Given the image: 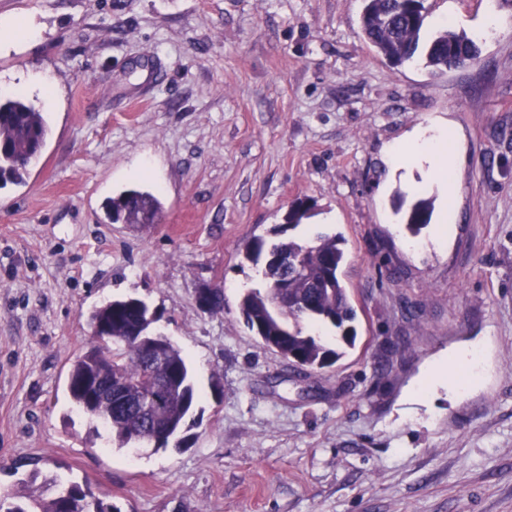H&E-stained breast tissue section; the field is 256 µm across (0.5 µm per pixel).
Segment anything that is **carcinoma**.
Wrapping results in <instances>:
<instances>
[{"label": "carcinoma", "instance_id": "carcinoma-1", "mask_svg": "<svg viewBox=\"0 0 512 512\" xmlns=\"http://www.w3.org/2000/svg\"><path fill=\"white\" fill-rule=\"evenodd\" d=\"M360 18L364 39L393 65L424 56L426 65L439 72L478 62L475 41L450 28L422 39L428 16L424 0H363ZM48 133V122L39 109L20 95L0 96V188L23 184L32 163L40 155ZM113 224L147 228L156 223L160 203L148 191L126 190L106 203ZM314 203L295 202L286 216L288 227L295 228L309 218ZM433 204L416 202L405 221L410 229L431 221ZM338 235H318L311 242L295 240L270 244L254 237L245 246L246 258L257 264L269 252L282 247L298 262L288 268L268 267L261 275L288 278V302L273 309L265 288H251L241 298L239 308L249 328L258 321L265 327V344L288 365L326 368L336 363L341 352L325 346L320 337L307 332L303 323L330 325L341 331L340 341L352 346L356 334L347 326L355 318L349 289L340 278L345 260ZM91 342L71 366L67 391L78 406L87 402L84 382L112 380L117 384L133 380L126 388L134 402L153 392L156 380L169 376V389L156 413L144 416L117 402L99 403L96 408L111 418L106 428L118 447L131 444L136 433L150 434L182 428L194 403L192 376L186 356L170 339L163 343L164 362L153 366L141 338L154 332L153 321L144 303L135 299H114L97 307L90 315ZM57 485L55 477H40L34 472L20 480L11 497L0 499V512H120L94 496L90 487L72 483L51 495L44 487Z\"/></svg>", "mask_w": 512, "mask_h": 512}]
</instances>
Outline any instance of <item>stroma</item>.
I'll return each instance as SVG.
<instances>
[{
  "mask_svg": "<svg viewBox=\"0 0 512 512\" xmlns=\"http://www.w3.org/2000/svg\"><path fill=\"white\" fill-rule=\"evenodd\" d=\"M477 64L432 74L366 42L363 0H0L41 32L0 39V79L49 134L25 184L0 188V498L30 468L89 484L120 512H512V0H426ZM448 127L449 188L409 192L387 150ZM132 186L162 203L109 223ZM313 216L283 229L297 199ZM433 200L411 233L397 205ZM452 214L450 236L437 229ZM339 234L354 346L293 370L238 304L242 254ZM205 287L224 309L203 312ZM143 300L187 356L198 401L180 446L117 447L72 404L88 315ZM461 350L465 387L431 383ZM106 209L112 224L147 228L156 223L160 203L148 191L131 189L109 199Z\"/></svg>",
  "mask_w": 512,
  "mask_h": 512,
  "instance_id": "stroma-1",
  "label": "stroma"
}]
</instances>
